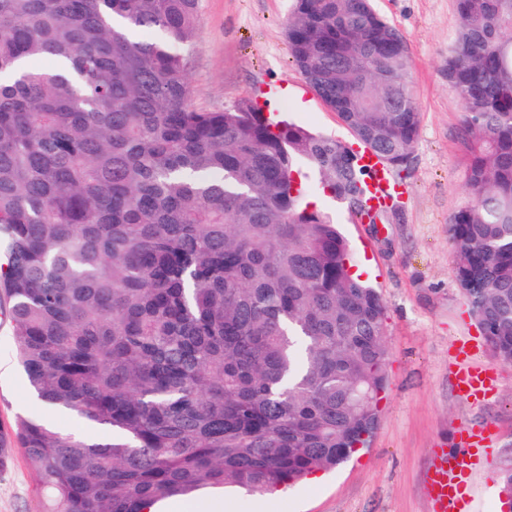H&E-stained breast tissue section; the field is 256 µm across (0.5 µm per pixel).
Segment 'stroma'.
<instances>
[{"mask_svg":"<svg viewBox=\"0 0 512 512\" xmlns=\"http://www.w3.org/2000/svg\"><path fill=\"white\" fill-rule=\"evenodd\" d=\"M401 33L422 111L418 143L408 167L394 171L405 197L382 225L358 223L335 202L319 203L341 225L356 269L378 289L386 307L388 388L368 447L317 479L266 495L227 487L182 498L179 512H431L425 473L434 449L455 450L460 427L491 428V466L466 488L471 512H502L493 464L512 448V363L501 361L475 322L458 287L448 220L466 201L467 153L461 104L442 67L458 27L454 0H374ZM293 0H199L197 36L190 49V105L221 111L244 100L271 106L307 129L351 141L349 128L293 64L286 28ZM478 363L496 369L498 387L474 403L451 380L460 343ZM38 416L78 431L79 423L35 401L15 361L9 305L0 302V431L17 417ZM37 478L19 449L0 469V512H36Z\"/></svg>","mask_w":512,"mask_h":512,"instance_id":"1","label":"stroma"}]
</instances>
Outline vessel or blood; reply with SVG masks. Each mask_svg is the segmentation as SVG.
<instances>
[{
	"instance_id": "1",
	"label": "vessel or blood",
	"mask_w": 512,
	"mask_h": 512,
	"mask_svg": "<svg viewBox=\"0 0 512 512\" xmlns=\"http://www.w3.org/2000/svg\"><path fill=\"white\" fill-rule=\"evenodd\" d=\"M360 163L368 174L369 210H378L386 206L390 200L399 197V188L389 182L386 172L374 155L363 153ZM458 354L462 365L454 374V383L459 387V396L479 401L493 393L498 382L496 371L474 362L469 344H460ZM458 435V454L463 462L462 468L456 474H449L448 452L443 448L435 450L433 460L427 468L426 491L432 504V512H466V481L472 467L481 465L484 449L491 445V433L487 430L477 431L463 427L460 428Z\"/></svg>"
}]
</instances>
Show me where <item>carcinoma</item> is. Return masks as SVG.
Returning <instances> with one entry per match:
<instances>
[{
	"instance_id": "carcinoma-1",
	"label": "carcinoma",
	"mask_w": 512,
	"mask_h": 512,
	"mask_svg": "<svg viewBox=\"0 0 512 512\" xmlns=\"http://www.w3.org/2000/svg\"><path fill=\"white\" fill-rule=\"evenodd\" d=\"M443 74L462 106L456 279L512 363V0H454ZM199 0H0V300L28 384L83 438L21 418L40 512H147L331 470L378 423L386 308L311 187L355 214L351 144L251 101L198 112ZM155 31L158 37L145 38ZM306 82L390 168L422 112L374 0H294ZM46 58L48 70H19ZM512 497V451L496 469Z\"/></svg>"
}]
</instances>
